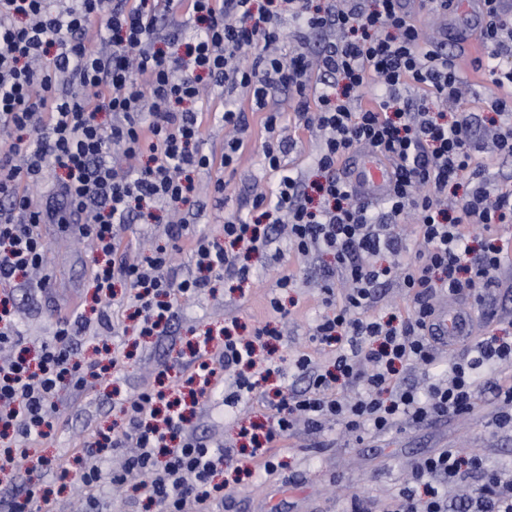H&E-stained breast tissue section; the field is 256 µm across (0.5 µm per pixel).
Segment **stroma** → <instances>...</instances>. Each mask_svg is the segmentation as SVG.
Listing matches in <instances>:
<instances>
[{
  "instance_id": "stroma-1",
  "label": "stroma",
  "mask_w": 512,
  "mask_h": 512,
  "mask_svg": "<svg viewBox=\"0 0 512 512\" xmlns=\"http://www.w3.org/2000/svg\"><path fill=\"white\" fill-rule=\"evenodd\" d=\"M449 50L469 87L460 109L478 113L481 122H488L491 113L486 103L495 92L494 86L475 69V55L469 47L453 44ZM279 100L286 134L295 142L286 161L303 170L307 179H315L317 172L310 161L317 149L316 136L297 126L288 94H280ZM262 118V113H249V143L234 168L217 166L196 173L198 196L190 217L196 234L220 236L226 215L249 213L256 181L273 185V177L264 176L261 169ZM219 179L224 180L226 189L217 195L212 186ZM45 236L47 288L40 291L21 286L15 292L16 315L25 341L34 351L52 339L61 318L83 312L93 292L94 263L89 247L54 224L46 226ZM499 243L506 259L498 287L487 291V302L497 311L495 321H487L483 308L476 305L469 292L457 297L459 305L473 310V333L481 338L512 337V226L500 231ZM248 263L253 275L247 283L216 281L197 296L179 299L173 306L167 335L140 339L128 333L115 337V344L129 355L125 368L96 380L92 388L80 394L63 392L59 424L41 443V454L61 460L73 458L83 436L93 429L110 432L119 420L120 400L153 383L161 365L181 359L189 341L205 333L220 335L233 323L244 336L265 325L279 332L275 356L280 372L268 380V390L304 387L293 366L300 353H308L317 366L329 367L331 352L311 340L316 321L327 312L311 274L317 258L296 256L282 244L250 254ZM282 269L294 274V288H277V275ZM274 297L281 300L285 314L271 309L269 301ZM468 353L465 346L439 348L432 364L407 368L402 377L406 383L426 390L446 375L450 361ZM234 388L232 374H225L223 383L201 401L191 419L193 432L212 445L240 446L239 425L260 426L272 415L259 391L244 396L234 411H226L224 395ZM495 410L494 396L486 391L479 411L426 428L407 427L373 437L348 432L342 423L331 421L320 433L298 432L278 442L275 452L279 466L274 472L247 473L223 467L215 476L216 482L224 486L223 497L199 506L198 512H270L274 506L282 512H345L354 494L364 498L372 512H393L397 494L410 480L414 466L437 449L465 448L480 455L489 467H512V429L494 425ZM41 482L51 492L55 512H156L144 489L136 492L102 484L99 502L92 509L75 487L62 486L52 473L42 472Z\"/></svg>"
}]
</instances>
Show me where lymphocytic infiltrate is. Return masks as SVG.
<instances>
[{"instance_id":"lymphocytic-infiltrate-1","label":"lymphocytic infiltrate","mask_w":512,"mask_h":512,"mask_svg":"<svg viewBox=\"0 0 512 512\" xmlns=\"http://www.w3.org/2000/svg\"><path fill=\"white\" fill-rule=\"evenodd\" d=\"M403 0H336L319 9L313 0H0V471L21 464L54 469L62 485L96 499L101 461L112 450L136 447L124 472L144 479L160 512H185L223 497L215 483L218 467L233 463V448H214L186 427L177 395L204 398L224 371L253 365L255 347L276 338L268 327L253 336L197 338L192 360L180 376L159 372L155 384L123 400L124 423L105 434L86 435L76 469L55 466L37 445L59 421L60 393L80 389L97 365L76 356L73 346L87 325L84 316L59 321L37 363L20 348L24 340L12 313L13 284L47 263L44 225L62 224L89 241L94 256L93 302L102 328L112 326L108 308L116 283L130 291L136 330L142 336L168 332L174 302L207 288L211 280H248L250 253L288 241L299 256L323 255L315 269L327 313L312 339L334 355L333 369L321 372L307 354L295 359L308 380L301 391H276L268 404L274 421L264 436L240 427L252 441L251 460L275 470L270 448L298 427L320 432L325 422L352 431L391 432L401 422L434 421L478 411L476 372L512 358V341L480 340L472 356L452 362L447 379L420 393L403 386L400 375L432 359L435 344L425 333L434 313V294L456 296L490 288L503 265L497 229L512 223V190L489 175L483 154L493 146L512 157V8L486 0L481 34L491 83L503 89L492 103L498 121L484 129L473 112L447 111L460 95L454 57L444 45L426 42ZM187 7L195 37L184 52L160 48L159 17ZM305 31L290 53L280 49L281 15ZM325 42L309 62L305 35ZM255 56H248V49ZM319 70L324 89L312 90ZM380 88L362 104L365 86ZM220 89L223 109H205L204 89ZM292 94L293 112L305 129L318 131L313 160L319 179L306 183L288 167L282 114L274 90ZM247 99L263 112V170L275 189L257 193L252 214L229 216L221 236L195 235L188 218L169 225L171 238L186 240L194 266L182 280L170 275L172 255L164 246L137 255L122 245L119 229L159 223L163 211H177L195 193L193 175L214 163L235 166L248 133ZM109 121H100L101 113ZM228 130L221 156L203 148L204 128ZM381 154L392 165L390 194L379 204L362 203L350 178L341 173L360 151ZM58 177L42 201L31 189L46 170ZM415 215L418 249L408 255L397 224ZM485 235L481 251L469 244ZM395 282L411 305L389 320L371 314L376 292ZM359 386L346 399L336 382ZM483 470L484 481L462 512H512V471H484L480 456L443 448L416 466L411 484L397 495L396 512H448L447 488L466 472Z\"/></svg>"}]
</instances>
